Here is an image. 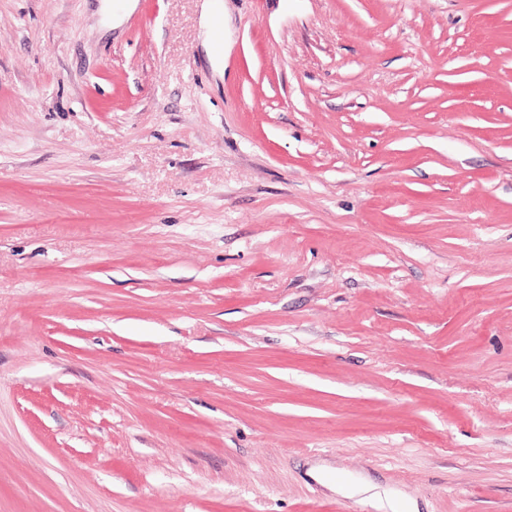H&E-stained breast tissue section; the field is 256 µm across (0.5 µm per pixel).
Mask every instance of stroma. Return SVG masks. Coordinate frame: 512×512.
I'll return each instance as SVG.
<instances>
[{"label": "stroma", "instance_id": "35a3bbf8", "mask_svg": "<svg viewBox=\"0 0 512 512\" xmlns=\"http://www.w3.org/2000/svg\"><path fill=\"white\" fill-rule=\"evenodd\" d=\"M0 0V512H512V0Z\"/></svg>", "mask_w": 512, "mask_h": 512}]
</instances>
